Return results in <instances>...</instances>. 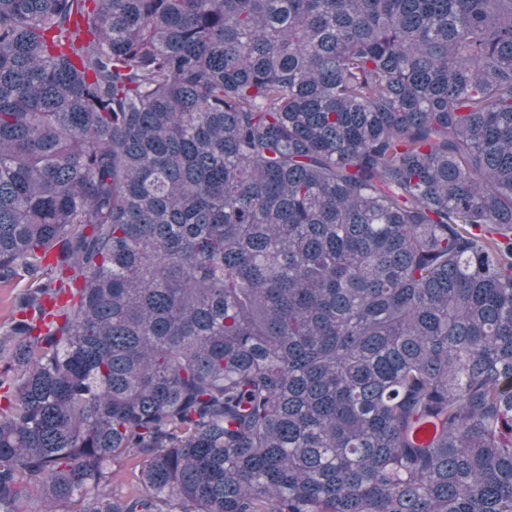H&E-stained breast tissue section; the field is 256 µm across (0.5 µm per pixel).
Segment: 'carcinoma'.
<instances>
[{"label": "carcinoma", "mask_w": 512, "mask_h": 512, "mask_svg": "<svg viewBox=\"0 0 512 512\" xmlns=\"http://www.w3.org/2000/svg\"><path fill=\"white\" fill-rule=\"evenodd\" d=\"M23 281L0 512H512V0H0Z\"/></svg>", "instance_id": "cac0c4a2"}]
</instances>
